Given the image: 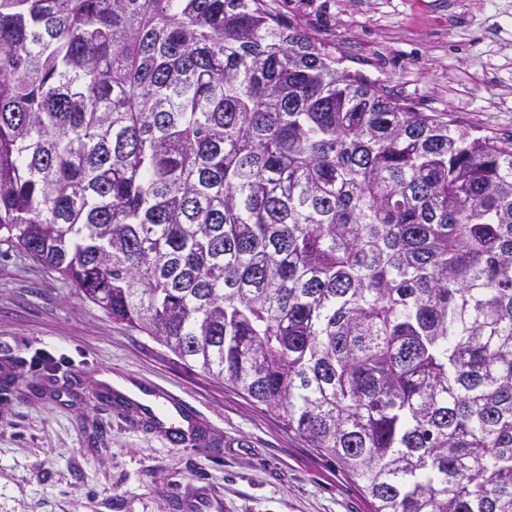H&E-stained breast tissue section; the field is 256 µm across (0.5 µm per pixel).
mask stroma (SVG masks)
Returning a JSON list of instances; mask_svg holds the SVG:
<instances>
[{"mask_svg": "<svg viewBox=\"0 0 512 512\" xmlns=\"http://www.w3.org/2000/svg\"><path fill=\"white\" fill-rule=\"evenodd\" d=\"M363 74L472 136L512 138V0H266ZM111 372L202 424L183 446L111 401ZM25 378L30 390H17ZM0 512H370L277 411L191 370L58 274L0 244Z\"/></svg>", "mask_w": 512, "mask_h": 512, "instance_id": "35a3bbf8", "label": "stroma"}]
</instances>
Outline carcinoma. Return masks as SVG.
<instances>
[{"mask_svg":"<svg viewBox=\"0 0 512 512\" xmlns=\"http://www.w3.org/2000/svg\"><path fill=\"white\" fill-rule=\"evenodd\" d=\"M338 64L264 0H0V242L373 512H512V142Z\"/></svg>","mask_w":512,"mask_h":512,"instance_id":"carcinoma-1","label":"carcinoma"}]
</instances>
